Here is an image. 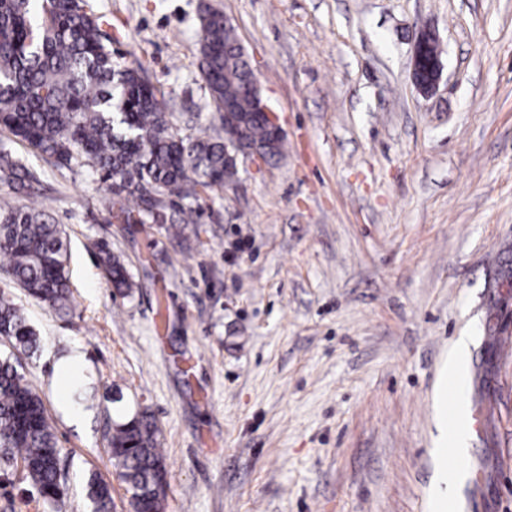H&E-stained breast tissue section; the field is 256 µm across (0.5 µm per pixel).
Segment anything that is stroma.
<instances>
[{
    "mask_svg": "<svg viewBox=\"0 0 512 512\" xmlns=\"http://www.w3.org/2000/svg\"><path fill=\"white\" fill-rule=\"evenodd\" d=\"M117 49L161 87L184 134L213 129L199 70L204 8L231 20L285 136L241 165L179 234L110 219L86 167L38 170L28 204L70 243L73 308L16 284L38 350L23 357L65 468L132 512L107 439L141 410L166 465L162 512H443L440 470L468 466L444 512H512V0H95ZM442 78L419 91L420 32ZM106 242L132 287L99 264ZM465 407L485 425L459 460L437 410L458 340ZM82 358L64 411L57 366ZM0 512H53L22 462Z\"/></svg>",
    "mask_w": 512,
    "mask_h": 512,
    "instance_id": "35a3bbf8",
    "label": "stroma"
}]
</instances>
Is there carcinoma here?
Returning a JSON list of instances; mask_svg holds the SVG:
<instances>
[{
    "label": "carcinoma",
    "instance_id": "carcinoma-1",
    "mask_svg": "<svg viewBox=\"0 0 512 512\" xmlns=\"http://www.w3.org/2000/svg\"><path fill=\"white\" fill-rule=\"evenodd\" d=\"M107 22L93 0H0V134L57 168L92 169L110 193L108 211L126 224H164L154 209L172 208L178 224H196L199 209L186 199L224 186L237 175L224 156L228 136L267 143L272 133L255 111L252 73L224 14L202 18L199 68L220 128L213 135L174 131L164 91L140 62L113 48ZM37 170L0 144V183L13 196L0 201V279L17 283L56 313L70 309L69 242L44 208L19 202L38 181ZM169 189L176 199L149 203L143 189ZM112 286L130 288L125 265L104 248ZM0 337L26 353L37 349L21 309L0 296ZM18 358L0 359V462L21 460L41 497L62 502L58 441L44 401L20 372ZM157 428L145 412L116 425L108 447L133 512H161L166 466ZM94 512H109V487L95 479Z\"/></svg>",
    "mask_w": 512,
    "mask_h": 512
}]
</instances>
